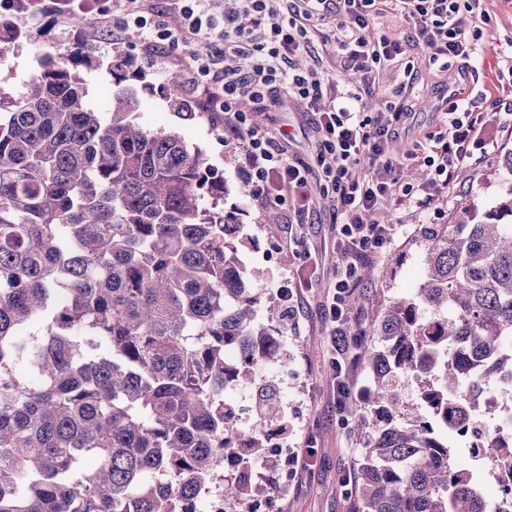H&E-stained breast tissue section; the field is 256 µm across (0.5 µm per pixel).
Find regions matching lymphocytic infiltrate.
<instances>
[{
  "mask_svg": "<svg viewBox=\"0 0 512 512\" xmlns=\"http://www.w3.org/2000/svg\"><path fill=\"white\" fill-rule=\"evenodd\" d=\"M237 16L248 18V25L237 24V16L218 14V0H183L181 35L198 39L217 35L225 50L237 51L249 42L252 51L243 65L225 72L217 96L222 101L224 129L240 142L243 164L254 184L255 196L277 203L289 194L300 197L295 210L299 219L309 218L314 204L312 164L293 161L284 144L285 130H271L253 124L247 106L288 95L315 111V124L321 135V151L333 157V167L324 169L332 184L331 200L341 216L339 262L335 291L327 301V315L338 335H348L349 297L358 264L380 254L390 245L394 225L377 224L371 214L388 204L426 206L413 185L404 182V164L429 169L434 180L451 187L456 168L471 158L488 125L498 120L495 112L477 111L474 100L450 89L443 97L432 130L403 155L393 153L407 119L402 106L388 103L372 111L364 91L373 89L379 71L387 66L407 64V46L396 38L374 32L373 18L382 7H390L413 21L429 63L445 59L459 63L458 74L468 79L476 72L478 55L472 33L489 24L491 17L481 0H317L323 7L336 9V48L347 62L361 72L362 89L337 94L329 108L317 111L323 99V79L314 70L292 71L288 64L307 41V14L283 13L281 0H237ZM98 0H7L5 7L26 21L52 14L63 17L74 11L94 10Z\"/></svg>",
  "mask_w": 512,
  "mask_h": 512,
  "instance_id": "1",
  "label": "lymphocytic infiltrate"
}]
</instances>
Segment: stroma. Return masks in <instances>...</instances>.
I'll list each match as a JSON object with an SVG mask.
<instances>
[{"instance_id":"stroma-1","label":"stroma","mask_w":512,"mask_h":512,"mask_svg":"<svg viewBox=\"0 0 512 512\" xmlns=\"http://www.w3.org/2000/svg\"><path fill=\"white\" fill-rule=\"evenodd\" d=\"M491 16L474 41L489 66L475 84L472 97L480 111H491L489 96L498 92L512 93V0H485ZM82 30H73L67 17L43 19L32 35L0 48V90L20 93L37 68L38 60L48 52L72 49L81 45L93 49L99 61L81 67L80 76L86 100L99 111H107L113 95L118 92L109 68L115 52L134 57L144 64L145 76L128 80L125 87L133 91L141 107L139 122L148 128L179 131L190 146L199 148L210 164L223 172L231 192L224 199L225 209H238L246 245L242 249L247 267L262 270L256 287L262 304L257 310L260 321L272 322L282 345V357L275 367H259L250 383L251 392H258L264 380L275 378V398L284 412L282 438L287 448L314 445L316 452L307 468H298L286 461L288 474L279 491L278 512H352L351 487L343 476H356L361 460L363 441L350 428L348 410L336 403V371L332 364L334 350L330 326L324 315L323 300L336 282V229L340 222L330 200H317L315 212L304 230L318 246L311 257L300 255L292 240L296 234L294 214L287 205L271 206L253 195H239V188L249 181L241 168V148L224 137V114L209 106L214 76L240 63L237 54L224 50L218 37L184 42L164 43L162 55L155 65H147L144 42L136 38L135 25L122 27L117 38L104 35L97 12L84 13ZM382 33L408 41V55L414 65L415 87L405 109L409 113L405 131L394 145L395 154H403L423 136L434 123L442 96L455 69L441 70L429 64L425 50L416 37L412 23L396 11L387 9L374 19ZM309 41L294 59L297 68L317 70L339 91L357 86L344 56L336 49V16L316 15L307 22ZM209 54L213 58L211 74L198 73L196 57ZM182 79V95L195 112L193 120H182L169 104L163 90L170 73ZM261 124L270 129L291 132L288 153L291 157L313 160L318 152L320 135L309 110L296 100L287 106L263 109ZM512 149V133L492 129L473 149L471 159L456 171L453 187L443 191L428 179L417 178V166L405 167L406 182L421 188L430 203L425 208L413 205L392 206L387 210L388 223L397 227L392 243L383 254L371 260L374 268L387 267L393 274L384 281L360 280L351 294V324L361 330L378 313L383 302L414 298L424 282L425 241L422 230L431 224H450L460 215L462 206L473 202L482 209L496 206L512 194V170L500 163L502 154ZM277 213L276 223H268V210ZM296 272L312 281V288L300 301L298 323L286 326L282 313H269L280 278Z\"/></svg>"}]
</instances>
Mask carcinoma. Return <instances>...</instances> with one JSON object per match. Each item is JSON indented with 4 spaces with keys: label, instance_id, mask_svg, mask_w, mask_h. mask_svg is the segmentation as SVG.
I'll list each match as a JSON object with an SVG mask.
<instances>
[{
    "label": "carcinoma",
    "instance_id": "obj_1",
    "mask_svg": "<svg viewBox=\"0 0 512 512\" xmlns=\"http://www.w3.org/2000/svg\"><path fill=\"white\" fill-rule=\"evenodd\" d=\"M97 58L43 55L23 94L0 91V512H187L224 462H259L261 429L229 421L224 390L280 345L256 319L240 224L224 175L173 130L85 101L76 74ZM116 83L142 77L122 53ZM178 75L171 106L193 117ZM512 197L424 230L417 299L391 301L361 333L371 386L352 430L373 433L355 512H484L473 475L451 466L438 426L484 389L476 363L512 368ZM423 378L417 403L398 394ZM477 441L490 461L512 437Z\"/></svg>",
    "mask_w": 512,
    "mask_h": 512
}]
</instances>
